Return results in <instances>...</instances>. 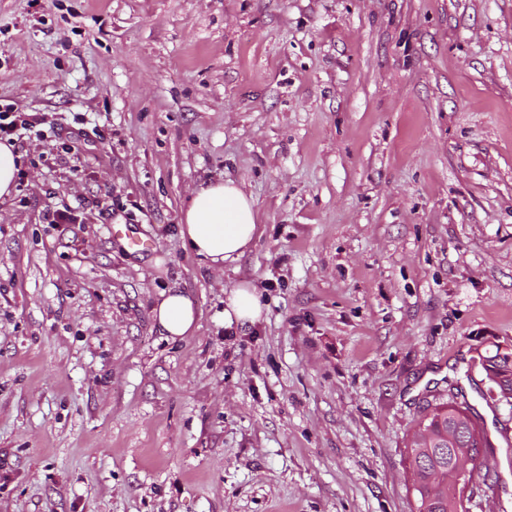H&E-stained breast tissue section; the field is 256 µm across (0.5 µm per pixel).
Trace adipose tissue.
Returning a JSON list of instances; mask_svg holds the SVG:
<instances>
[{
    "label": "adipose tissue",
    "mask_w": 512,
    "mask_h": 512,
    "mask_svg": "<svg viewBox=\"0 0 512 512\" xmlns=\"http://www.w3.org/2000/svg\"><path fill=\"white\" fill-rule=\"evenodd\" d=\"M257 232L252 196L230 179L200 187L182 212L180 236L185 246L218 268L244 256ZM263 312L255 284L242 282L228 290L224 300L225 326L253 324ZM153 319L164 336L175 341L196 329L198 310L188 293L175 290L163 294L153 309Z\"/></svg>",
    "instance_id": "obj_1"
}]
</instances>
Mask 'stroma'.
Listing matches in <instances>:
<instances>
[{
  "label": "stroma",
  "mask_w": 512,
  "mask_h": 512,
  "mask_svg": "<svg viewBox=\"0 0 512 512\" xmlns=\"http://www.w3.org/2000/svg\"><path fill=\"white\" fill-rule=\"evenodd\" d=\"M0 111L32 123L0 201V512H416L405 448L452 398L488 433L469 512H512L479 364L512 351V0H0ZM228 178L260 233L218 268L179 224ZM243 281L265 311L225 327ZM198 310L192 297L182 291H169L153 309V319L167 339H182L198 328Z\"/></svg>",
  "instance_id": "obj_1"
}]
</instances>
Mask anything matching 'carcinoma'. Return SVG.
Listing matches in <instances>:
<instances>
[{
  "label": "carcinoma",
  "mask_w": 512,
  "mask_h": 512,
  "mask_svg": "<svg viewBox=\"0 0 512 512\" xmlns=\"http://www.w3.org/2000/svg\"><path fill=\"white\" fill-rule=\"evenodd\" d=\"M459 428L466 433L464 447L482 456L481 469L489 470L488 442L470 407L453 399L437 404L430 417L418 420L406 448L416 512H467L463 498L456 497L447 481L448 465L458 461L456 445L447 435Z\"/></svg>",
  "instance_id": "cac0c4a2"
}]
</instances>
